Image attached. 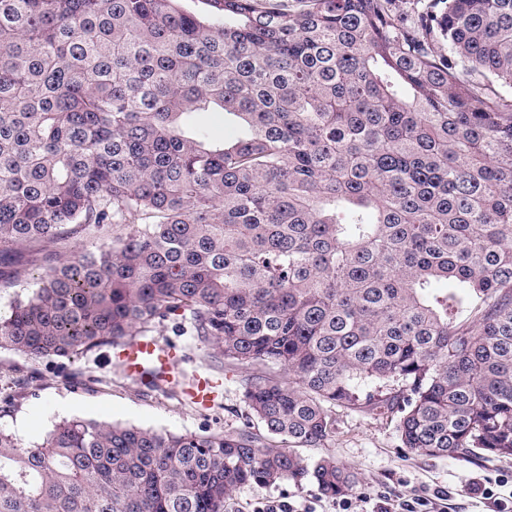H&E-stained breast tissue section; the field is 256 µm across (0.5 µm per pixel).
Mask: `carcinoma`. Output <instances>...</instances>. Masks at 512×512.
<instances>
[{
  "label": "carcinoma",
  "instance_id": "1",
  "mask_svg": "<svg viewBox=\"0 0 512 512\" xmlns=\"http://www.w3.org/2000/svg\"><path fill=\"white\" fill-rule=\"evenodd\" d=\"M182 2L0 0V288L26 251L42 269L0 350L184 321L253 369L243 427L0 430V512L348 495L295 452L336 407L391 415L408 452L512 457V0Z\"/></svg>",
  "mask_w": 512,
  "mask_h": 512
}]
</instances>
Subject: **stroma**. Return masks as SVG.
<instances>
[{
  "label": "stroma",
  "instance_id": "1",
  "mask_svg": "<svg viewBox=\"0 0 512 512\" xmlns=\"http://www.w3.org/2000/svg\"><path fill=\"white\" fill-rule=\"evenodd\" d=\"M158 343L180 350L178 367L186 373L207 372L224 382L214 402L201 408L177 393L150 389L127 376L112 362L105 347L73 361L31 360L0 352V430L33 446L65 418L130 424L173 432H231L241 427L245 403L239 380L244 371L226 366L216 350L180 334L176 322L153 333ZM336 430L320 448H304L308 460L332 456L357 478L358 493L403 495L410 490L443 491L445 512H493L495 499L512 497V459L474 460L427 457L398 447L396 423L384 415L334 409ZM495 493L494 500L481 488ZM287 497L314 503L317 512H333L331 498L314 481L301 485L252 484L237 490L227 512H251L267 499Z\"/></svg>",
  "mask_w": 512,
  "mask_h": 512
}]
</instances>
